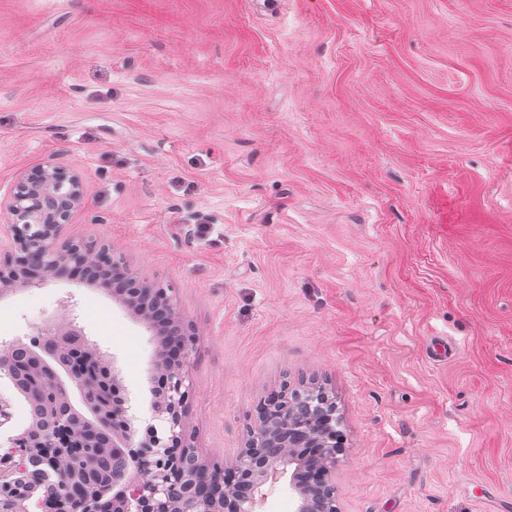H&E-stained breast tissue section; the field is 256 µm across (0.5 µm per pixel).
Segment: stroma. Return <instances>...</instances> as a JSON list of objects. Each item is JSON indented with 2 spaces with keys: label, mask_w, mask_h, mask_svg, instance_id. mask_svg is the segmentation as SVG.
<instances>
[{
  "label": "stroma",
  "mask_w": 512,
  "mask_h": 512,
  "mask_svg": "<svg viewBox=\"0 0 512 512\" xmlns=\"http://www.w3.org/2000/svg\"><path fill=\"white\" fill-rule=\"evenodd\" d=\"M263 2L0 0V199L80 175L58 243L168 288L215 466L321 388L339 512H512V0ZM66 299L146 430L157 344L109 291L14 287L0 342Z\"/></svg>",
  "instance_id": "1"
}]
</instances>
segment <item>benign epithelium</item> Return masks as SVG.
Here are the masks:
<instances>
[{"label":"benign epithelium","instance_id":"benign-epithelium-1","mask_svg":"<svg viewBox=\"0 0 512 512\" xmlns=\"http://www.w3.org/2000/svg\"><path fill=\"white\" fill-rule=\"evenodd\" d=\"M82 201L79 174L48 162L19 177L12 194L0 200V215L7 219L14 250L0 260V284L43 285L51 276L78 273L110 274L114 292L152 335L163 337L154 369L160 388L154 391L151 410L162 428L152 425L136 440L137 417L131 413L124 389L112 393L111 407L93 390L87 377L88 356L104 358L72 318L56 327L34 325L49 337L45 351L18 365L13 345L0 343V372L15 366L25 377L31 403H38L55 419L46 436L20 433L10 438L11 448L0 454V512H16L8 491L33 476L39 480L38 502L52 500L57 512H88L87 491L96 482L89 466H66L65 454H80L91 443L101 423L112 424V512H257L263 488L274 483L281 468L295 464L304 481L294 485L296 512H338L331 475L341 449L336 447V406L325 392L309 393L315 408L295 413L283 404L276 411L256 408L244 447L227 471L212 468L186 437L182 418L189 399L188 368L194 336L162 288H155L124 259L98 241H76L61 249L59 229L69 223ZM91 407L92 416L79 426L69 417L70 391Z\"/></svg>","mask_w":512,"mask_h":512}]
</instances>
